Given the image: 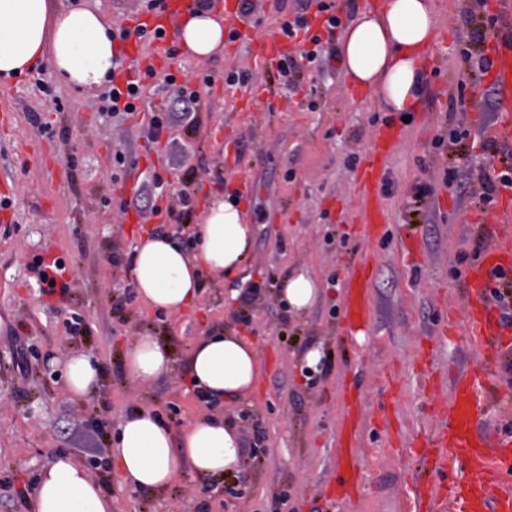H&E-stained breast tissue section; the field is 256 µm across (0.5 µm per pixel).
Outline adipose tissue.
<instances>
[{
  "instance_id": "ef3b65f1",
  "label": "adipose tissue",
  "mask_w": 512,
  "mask_h": 512,
  "mask_svg": "<svg viewBox=\"0 0 512 512\" xmlns=\"http://www.w3.org/2000/svg\"><path fill=\"white\" fill-rule=\"evenodd\" d=\"M434 0H382L362 12L344 31L339 52L349 81L370 89L389 112L415 110L426 82L423 57L436 38ZM186 53L211 57L224 51V16L194 13L177 26ZM118 45L105 15L88 9H63L53 0H0V79L25 73L40 63L51 65L66 84L91 89L112 75ZM195 247L155 235L135 252L132 274L147 305L177 314L198 298L205 280L240 272L248 258L252 226L237 195L213 199L193 231ZM319 295L308 269L283 279L277 296L303 310ZM170 349L157 337L142 336L125 353L129 376L148 382L168 372ZM184 368L206 399H234L251 393L262 372L256 347L226 328L201 337ZM102 377L98 359L72 356L65 365V388L71 399L97 389ZM238 430L213 415L174 433L154 410L136 408L125 415L108 453L132 487L154 493L166 490L182 468L199 476L224 477L240 467ZM32 512H112V495L90 478L83 463L60 453L39 473L33 487Z\"/></svg>"
}]
</instances>
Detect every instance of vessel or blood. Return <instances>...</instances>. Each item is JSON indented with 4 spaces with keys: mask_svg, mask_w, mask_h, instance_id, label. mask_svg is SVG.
<instances>
[{
    "mask_svg": "<svg viewBox=\"0 0 512 512\" xmlns=\"http://www.w3.org/2000/svg\"><path fill=\"white\" fill-rule=\"evenodd\" d=\"M490 60L487 76L500 93V103L491 136H512V31H504L487 45ZM396 137L391 129L380 131L365 155L360 171V193L369 201L365 226L373 236L385 228V214L379 201L386 159ZM488 247L480 264L472 267L463 280L467 302L465 315L449 311V322L464 320L468 334L480 348L483 359L456 385L455 401L445 421L433 436L418 439L414 454L424 470L437 475L434 489L439 499L449 501L455 512H512V488L504 487L503 463L512 459V437L497 439L486 448L475 432V424L488 409L497 392L490 363L504 344L507 325L495 316L487 299L497 273L512 275V207L503 206L498 223L484 227ZM344 318L348 335L366 332L372 320L370 293L372 279L368 264H361L343 277ZM357 410H350L347 427L336 437V465L348 482L344 494L358 491L366 462L353 442L359 433Z\"/></svg>",
    "mask_w": 512,
    "mask_h": 512,
    "instance_id": "b4317fda",
    "label": "vessel or blood"
}]
</instances>
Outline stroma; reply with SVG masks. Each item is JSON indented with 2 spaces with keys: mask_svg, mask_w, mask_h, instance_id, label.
<instances>
[{
  "mask_svg": "<svg viewBox=\"0 0 512 512\" xmlns=\"http://www.w3.org/2000/svg\"><path fill=\"white\" fill-rule=\"evenodd\" d=\"M58 2L99 9L117 31L155 18L143 0ZM435 3L436 61L407 122L351 84L341 63L304 71L292 89L275 67L258 66L259 44L277 36L282 20L276 0H256L254 13L238 20L241 37L210 58L184 54L168 28L176 84L146 79L129 116L106 112L107 87H69L46 68L0 84V113L9 115L0 121V512H32L36 477L60 452L91 464L115 512H403L413 466L404 447L438 430L437 411L451 406L458 379L482 357L465 325L445 336L440 325L447 309L463 308L466 265L483 258L478 221L500 217L499 202L480 203L479 178L496 176L502 158L512 156V140L488 136L498 92L474 78L476 62L466 56L475 34L488 39L512 28V5L492 13L478 0ZM232 70L247 74V86L225 84ZM179 85L198 91L197 110L151 142L152 112L170 105ZM251 96L258 101L252 110ZM389 122L397 136L380 194L388 232L375 238L362 230L358 162ZM457 129L468 133L460 144L450 139ZM438 135L446 138L439 148ZM449 168L457 172L451 181ZM154 178L164 190L159 213L123 210ZM244 180L242 202L254 228L244 269L205 282L194 305L177 315L143 303L131 275L143 233L187 242L211 197ZM419 183L433 192L416 211ZM184 187L189 212L176 196ZM40 257L67 264V297L42 293L32 270ZM364 259L373 322L359 340L342 333L340 281ZM305 266L319 295L296 312L275 291ZM74 315L88 334H68ZM224 327L256 345L263 375L250 397L213 406L190 388L182 361L201 336ZM147 334L170 347L175 365L141 383L127 374L124 355ZM314 346L324 355L316 372L304 359ZM79 352L99 359L103 381L75 403L64 389V366ZM351 384L360 394L358 446L369 473L361 496L339 503L330 498L336 432ZM139 406L154 407L176 433L222 414L257 458L230 478L205 480L186 469L164 492L130 488L104 461L122 416Z\"/></svg>",
  "mask_w": 512,
  "mask_h": 512,
  "instance_id": "stroma-1",
  "label": "stroma"
}]
</instances>
